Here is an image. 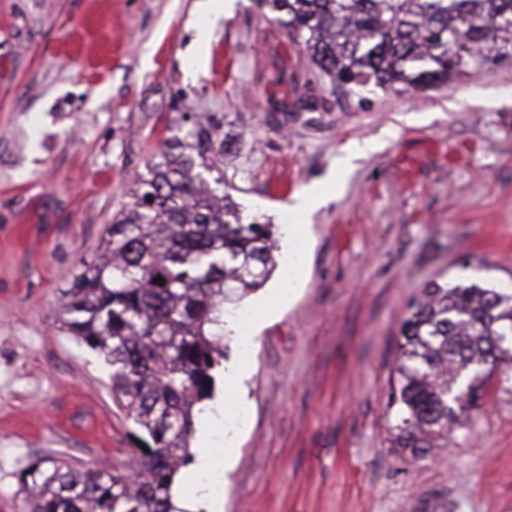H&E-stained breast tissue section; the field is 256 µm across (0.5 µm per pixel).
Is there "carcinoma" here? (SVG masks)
Segmentation results:
<instances>
[{
	"label": "carcinoma",
	"mask_w": 512,
	"mask_h": 512,
	"mask_svg": "<svg viewBox=\"0 0 512 512\" xmlns=\"http://www.w3.org/2000/svg\"><path fill=\"white\" fill-rule=\"evenodd\" d=\"M339 85L406 92L512 64V0H256ZM219 127L197 123L161 141L101 240L65 290L62 325L112 367V402L150 442L137 479L72 457L20 473L28 512H185L173 486L192 463L189 439L226 357L224 311L279 266L274 225L244 222L208 155ZM162 278L164 284L155 283ZM512 294L433 282L404 321L391 447L424 457L465 428L452 403L481 398L488 365L512 369Z\"/></svg>",
	"instance_id": "1"
}]
</instances>
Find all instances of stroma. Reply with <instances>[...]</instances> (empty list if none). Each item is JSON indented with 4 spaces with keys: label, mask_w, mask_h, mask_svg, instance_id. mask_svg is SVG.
<instances>
[{
    "label": "stroma",
    "mask_w": 512,
    "mask_h": 512,
    "mask_svg": "<svg viewBox=\"0 0 512 512\" xmlns=\"http://www.w3.org/2000/svg\"><path fill=\"white\" fill-rule=\"evenodd\" d=\"M0 0V512L21 463L124 467L142 434L110 367L62 330L64 291L148 155L218 125L224 190L291 238L290 198L336 178L307 276L248 358L226 336L191 448L246 412L218 512H512V379L445 447L390 445L400 328L423 288L512 291V66L425 91L339 86L255 0ZM213 26L198 47L197 30Z\"/></svg>",
    "instance_id": "35a3bbf8"
}]
</instances>
